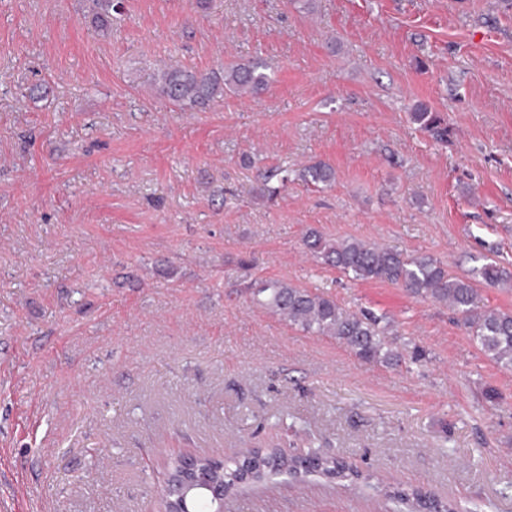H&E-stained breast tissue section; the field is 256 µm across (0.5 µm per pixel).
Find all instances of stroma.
I'll use <instances>...</instances> for the list:
<instances>
[{
  "instance_id": "35a3bbf8",
  "label": "stroma",
  "mask_w": 512,
  "mask_h": 512,
  "mask_svg": "<svg viewBox=\"0 0 512 512\" xmlns=\"http://www.w3.org/2000/svg\"><path fill=\"white\" fill-rule=\"evenodd\" d=\"M252 62L255 98L158 91ZM316 161L331 187L261 196ZM311 228L512 270V0H0V512H157L168 457L274 446L361 478L284 472L224 512H381L390 486L512 512V372L446 307L315 259ZM264 279L387 314L428 359L291 328ZM219 88L220 81L215 73L202 75L180 66L163 71L159 91L176 103L205 105ZM410 119L420 130L436 140H448V122L440 112H433L426 105L420 104L410 112Z\"/></svg>"
}]
</instances>
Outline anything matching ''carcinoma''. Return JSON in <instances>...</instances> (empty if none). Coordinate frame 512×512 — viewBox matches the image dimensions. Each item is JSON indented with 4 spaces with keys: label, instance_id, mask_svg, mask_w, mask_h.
Listing matches in <instances>:
<instances>
[{
    "label": "carcinoma",
    "instance_id": "carcinoma-1",
    "mask_svg": "<svg viewBox=\"0 0 512 512\" xmlns=\"http://www.w3.org/2000/svg\"><path fill=\"white\" fill-rule=\"evenodd\" d=\"M268 83L269 76L257 63L224 68L222 82L214 73L202 75L180 66L163 71L159 91L176 103L204 105L222 86L241 95L256 96ZM410 119L433 138L448 140V122L441 113L420 104L410 113ZM297 177L308 185L328 187L335 181V171L317 162L303 167ZM304 244L314 257L354 280L387 282L403 288L414 299L448 307L480 350L512 372V311L486 307L477 288L480 283L495 286L508 281L512 273L505 267L486 263L475 270L474 276L458 277L431 255H407L357 239L331 241L315 229L307 231ZM249 288L257 306L307 334L336 339L362 362L392 368L407 362L416 364L424 358L417 347L407 355L400 350L394 322L383 314L348 311L331 297L280 280L256 281ZM281 472H319L328 478L360 479L359 472L336 457H302L271 448L224 460V491L238 489L248 475L256 485ZM388 496L394 504L416 502L417 512H457V505L431 498L420 489L406 492L394 488Z\"/></svg>",
    "mask_w": 512,
    "mask_h": 512
}]
</instances>
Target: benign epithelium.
<instances>
[{
    "label": "benign epithelium",
    "mask_w": 512,
    "mask_h": 512,
    "mask_svg": "<svg viewBox=\"0 0 512 512\" xmlns=\"http://www.w3.org/2000/svg\"><path fill=\"white\" fill-rule=\"evenodd\" d=\"M224 467V460L203 456H176L173 470L162 483L160 496L169 507L168 512H189L184 492L198 484H207L213 494L210 512H224V486L214 480Z\"/></svg>",
    "instance_id": "1"
}]
</instances>
